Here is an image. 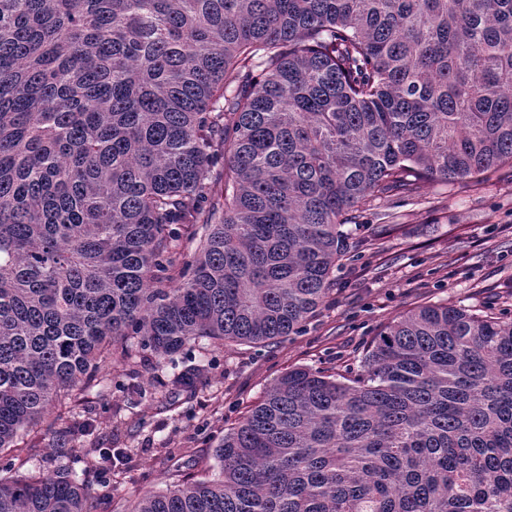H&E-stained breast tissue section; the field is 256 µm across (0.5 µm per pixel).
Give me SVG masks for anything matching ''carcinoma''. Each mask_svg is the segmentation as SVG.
I'll return each mask as SVG.
<instances>
[{"label": "carcinoma", "instance_id": "carcinoma-1", "mask_svg": "<svg viewBox=\"0 0 512 512\" xmlns=\"http://www.w3.org/2000/svg\"><path fill=\"white\" fill-rule=\"evenodd\" d=\"M506 162L512 0H0V453L110 361L299 335L362 206ZM214 456L128 512H512V319L413 308ZM92 501L0 476V512Z\"/></svg>", "mask_w": 512, "mask_h": 512}]
</instances>
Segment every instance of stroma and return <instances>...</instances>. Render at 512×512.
I'll list each match as a JSON object with an SVG mask.
<instances>
[{
    "label": "stroma",
    "mask_w": 512,
    "mask_h": 512,
    "mask_svg": "<svg viewBox=\"0 0 512 512\" xmlns=\"http://www.w3.org/2000/svg\"><path fill=\"white\" fill-rule=\"evenodd\" d=\"M361 257L336 269V293L303 333L275 344L223 349L201 342L163 363L134 357L111 370V385L68 405L62 420L45 418L25 435L19 456L0 455V474L69 468L98 484V449H128L133 460L112 470L111 492L96 512H125L147 490L161 491L189 473H214V450L276 378L307 365L341 373L359 366L367 343L392 318L419 305L493 308L512 318V163L449 183L430 182L373 203L352 226ZM205 366L185 390L174 376L185 363ZM145 388L129 398L121 386ZM92 422V433L72 431ZM69 433L66 455L53 453Z\"/></svg>",
    "instance_id": "stroma-1"
}]
</instances>
